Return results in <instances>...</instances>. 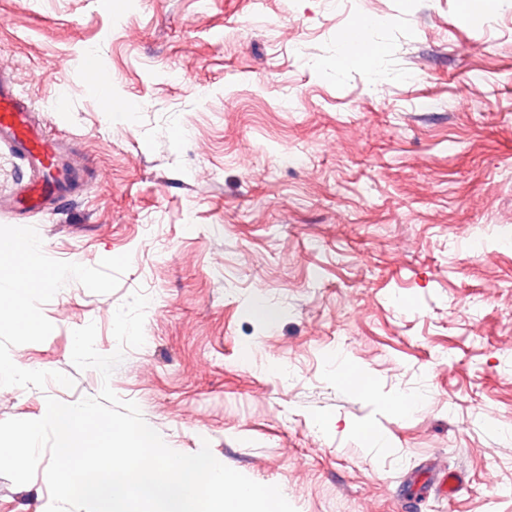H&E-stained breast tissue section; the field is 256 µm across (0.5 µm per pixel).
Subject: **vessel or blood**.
<instances>
[{"instance_id":"b4317fda","label":"vessel or blood","mask_w":512,"mask_h":512,"mask_svg":"<svg viewBox=\"0 0 512 512\" xmlns=\"http://www.w3.org/2000/svg\"><path fill=\"white\" fill-rule=\"evenodd\" d=\"M0 144L20 152L33 175L16 195L0 197V211L42 212L69 196L78 175L69 140L36 124L31 105L15 83L0 76Z\"/></svg>"}]
</instances>
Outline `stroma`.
Listing matches in <instances>:
<instances>
[{"mask_svg":"<svg viewBox=\"0 0 512 512\" xmlns=\"http://www.w3.org/2000/svg\"><path fill=\"white\" fill-rule=\"evenodd\" d=\"M362 17L375 68L336 67ZM0 65L84 162L25 219L55 275L0 421L107 383L296 512H512V0H0ZM139 290L144 345L76 368ZM48 463L0 512H46Z\"/></svg>","mask_w":512,"mask_h":512,"instance_id":"1","label":"stroma"}]
</instances>
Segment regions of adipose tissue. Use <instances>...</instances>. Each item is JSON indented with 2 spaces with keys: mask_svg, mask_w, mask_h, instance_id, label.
<instances>
[{
  "mask_svg": "<svg viewBox=\"0 0 512 512\" xmlns=\"http://www.w3.org/2000/svg\"><path fill=\"white\" fill-rule=\"evenodd\" d=\"M48 257L38 254L33 243H18L15 235H0V281H8L9 292L0 294V332L31 333L41 326V316L30 303L32 293L39 291Z\"/></svg>",
  "mask_w": 512,
  "mask_h": 512,
  "instance_id": "ef3b65f1",
  "label": "adipose tissue"
}]
</instances>
